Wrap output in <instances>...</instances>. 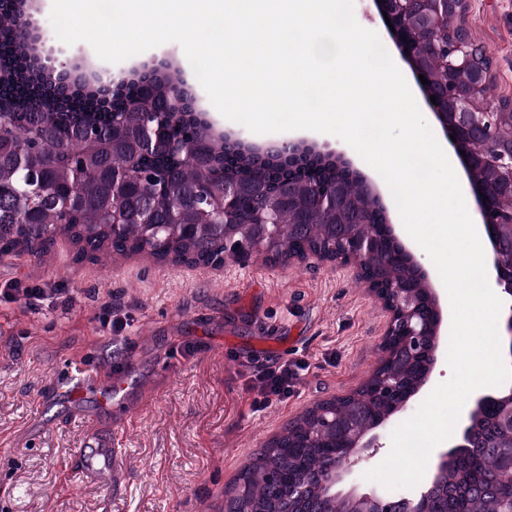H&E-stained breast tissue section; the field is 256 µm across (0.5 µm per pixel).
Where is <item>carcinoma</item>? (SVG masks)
<instances>
[{"label": "carcinoma", "mask_w": 512, "mask_h": 512, "mask_svg": "<svg viewBox=\"0 0 512 512\" xmlns=\"http://www.w3.org/2000/svg\"><path fill=\"white\" fill-rule=\"evenodd\" d=\"M27 0H0V246L5 253L41 255L60 236L78 246L81 258L100 253L126 255L144 250L161 263L210 265L233 257L224 229L207 212L224 199V183L283 180L300 184L295 200L279 216L283 230L272 248V260L307 253L335 257L347 251L344 237L327 224L322 212L308 205L316 190L343 179L351 187L360 234L380 238V252H366L363 264L390 285L418 274L387 229L383 206L357 186L360 174L331 153L298 145L288 160L250 144L215 133L198 111L195 98L168 62L121 76L105 87L95 79L70 78L40 61L37 43L28 37ZM458 29L439 22L431 35L418 34V52L429 61L432 86L448 90L442 63ZM163 124L179 138L168 150L140 147L144 125ZM209 149L205 165L189 148ZM508 144L504 130L475 140L483 151ZM262 202L244 196L224 214L225 224H253ZM193 224L186 235L182 225ZM379 371L399 384L400 395L425 372V360H399L397 348L384 355ZM369 419L392 410V401L377 394L373 382L349 402L330 408L352 414L358 406ZM324 413L316 406L261 450L239 475L249 497L227 493L224 512H350L361 504L333 495L325 487L338 449L323 433ZM472 448L456 453L445 480L429 493L430 512H501L512 485L494 472V449L512 447L492 414L473 425ZM306 485L305 497L294 488Z\"/></svg>", "instance_id": "cac0c4a2"}]
</instances>
